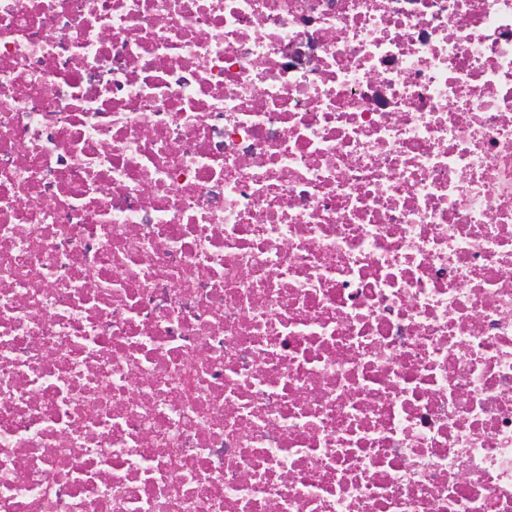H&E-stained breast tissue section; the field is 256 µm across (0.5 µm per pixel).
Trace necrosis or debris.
<instances>
[{
    "instance_id": "necrosis-or-debris-1",
    "label": "necrosis or debris",
    "mask_w": 512,
    "mask_h": 512,
    "mask_svg": "<svg viewBox=\"0 0 512 512\" xmlns=\"http://www.w3.org/2000/svg\"><path fill=\"white\" fill-rule=\"evenodd\" d=\"M0 512H512V0H0Z\"/></svg>"
}]
</instances>
